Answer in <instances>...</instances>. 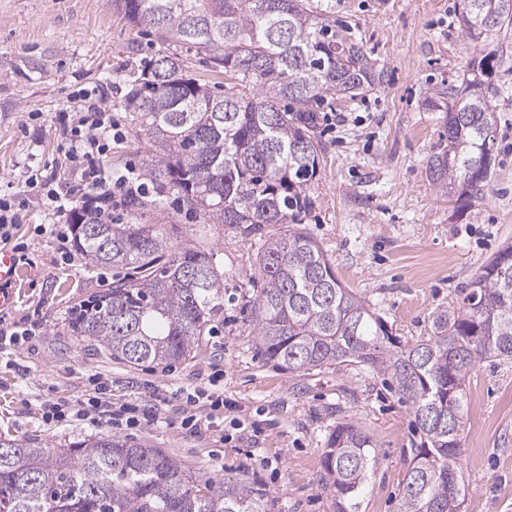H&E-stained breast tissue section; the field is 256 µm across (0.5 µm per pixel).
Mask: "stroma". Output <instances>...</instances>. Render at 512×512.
<instances>
[{"mask_svg": "<svg viewBox=\"0 0 512 512\" xmlns=\"http://www.w3.org/2000/svg\"><path fill=\"white\" fill-rule=\"evenodd\" d=\"M335 19L341 35L363 44L386 73L377 92L355 100L327 98L317 110L320 166L316 203L305 221L331 257L338 279L364 296L394 336L427 335L433 314L500 247L512 244V35L498 48L491 78L498 127L495 176L476 197L442 195L426 176L443 115L425 108L434 87L460 85L482 49L460 30V0H311ZM163 50L109 0H0V186L25 189L24 173L48 164L66 174L63 146L92 102L121 124L105 157L113 172L143 168L151 145L124 106L127 82ZM15 231L29 245L14 286L9 318L39 320L42 336L0 354V435L57 446L94 428H48L46 402L76 403L89 375L112 381L114 401L150 391L209 388L222 370L224 416L199 413L195 430L161 410L160 423L120 431V438L163 449L207 475L232 474L263 495L268 512H335L322 488L326 439L341 422L358 425L376 444L379 463L360 512H398V489L418 436L413 416L382 376L359 369L291 374L266 360L249 320L257 242L220 224L203 223L175 195H144L138 210L119 208L125 224H154L170 244L202 242L224 274V311L213 335L172 365L130 367L70 336L74 304L109 286L112 268L85 271L64 260L47 231L58 223L46 192ZM468 414L459 471L465 512H512V359L481 361L466 383Z\"/></svg>", "mask_w": 512, "mask_h": 512, "instance_id": "35a3bbf8", "label": "stroma"}]
</instances>
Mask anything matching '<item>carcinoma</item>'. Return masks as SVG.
I'll return each instance as SVG.
<instances>
[{
  "mask_svg": "<svg viewBox=\"0 0 512 512\" xmlns=\"http://www.w3.org/2000/svg\"><path fill=\"white\" fill-rule=\"evenodd\" d=\"M512 0H461L462 33L484 55L461 86L427 100L444 113L438 152L426 163L440 192L478 194L494 176L498 116L489 95ZM127 20L171 46L142 70L125 106L151 143L147 175L180 207L259 243L263 288L249 300L260 353L288 373L356 366L391 380L414 415L420 442L399 512H462L457 460L465 387L482 360L512 359V244L502 246L436 313L431 332L401 343L365 297L337 277L321 244L300 227L314 208L320 165L314 106L378 91L384 70L362 44L309 0H112ZM500 15L490 28L486 19ZM203 55L206 80L187 75ZM234 82L216 92L215 80ZM280 226L283 233L268 234ZM73 246L92 268L112 267V286L73 307L71 335L130 365L180 362L212 330L223 274L204 247L170 246L154 224H114L75 208ZM0 512H266L262 496L233 475L207 476L161 448L117 436L61 447L0 438ZM378 458L352 423L329 433L323 486L336 512H359Z\"/></svg>",
  "mask_w": 512,
  "mask_h": 512,
  "instance_id": "1",
  "label": "carcinoma"
}]
</instances>
